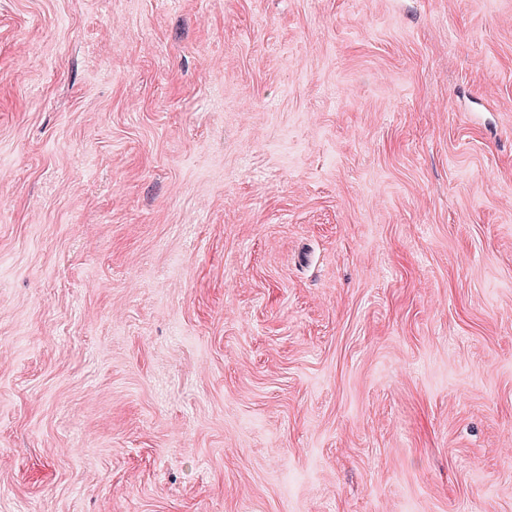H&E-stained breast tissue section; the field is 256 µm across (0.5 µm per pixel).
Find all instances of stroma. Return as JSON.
I'll return each instance as SVG.
<instances>
[{"label": "stroma", "mask_w": 512, "mask_h": 512, "mask_svg": "<svg viewBox=\"0 0 512 512\" xmlns=\"http://www.w3.org/2000/svg\"><path fill=\"white\" fill-rule=\"evenodd\" d=\"M0 512H512V0H0Z\"/></svg>", "instance_id": "stroma-1"}]
</instances>
